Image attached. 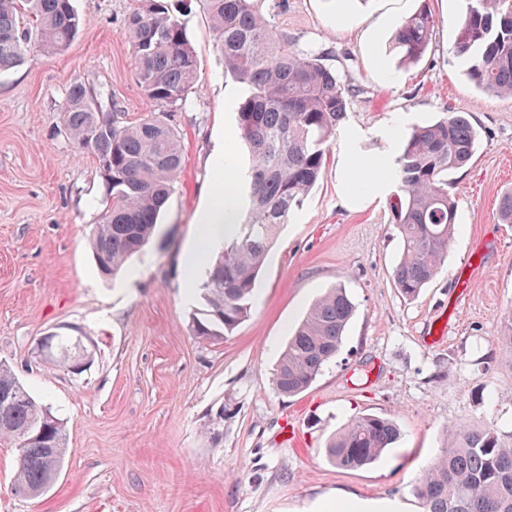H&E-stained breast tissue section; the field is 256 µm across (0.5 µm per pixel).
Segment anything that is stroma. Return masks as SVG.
Wrapping results in <instances>:
<instances>
[{
	"label": "stroma",
	"instance_id": "obj_1",
	"mask_svg": "<svg viewBox=\"0 0 512 512\" xmlns=\"http://www.w3.org/2000/svg\"><path fill=\"white\" fill-rule=\"evenodd\" d=\"M428 4L436 25L421 61L398 66L400 22ZM85 26L61 54L0 72V361L65 425L61 472L40 496L13 494L16 449L0 445V512H307L328 494L398 499L414 492L449 433L494 430L512 448V98L476 88L453 58L464 0H288L278 23L359 86L319 182L269 248L248 317L202 340L190 321L184 254L212 187L217 148L246 173L234 104L202 10L182 21L198 60L186 106L170 120L184 165L144 249L114 278L95 266L90 234L106 207L94 160L78 152L60 107L72 83L113 100L124 122L152 108L135 74L126 22L136 0H74ZM480 134L471 162L448 175L456 224L448 256L414 298L394 286L402 247L388 191L351 190L372 156L395 158L412 128L448 111ZM473 272L470 291L457 275ZM344 285L356 311L335 358L299 396L276 393L288 337L310 305ZM55 332L85 347L44 360ZM362 414L392 419L398 441L375 463L339 469L329 439Z\"/></svg>",
	"mask_w": 512,
	"mask_h": 512
}]
</instances>
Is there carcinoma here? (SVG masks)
Masks as SVG:
<instances>
[{
	"label": "carcinoma",
	"instance_id": "1",
	"mask_svg": "<svg viewBox=\"0 0 512 512\" xmlns=\"http://www.w3.org/2000/svg\"><path fill=\"white\" fill-rule=\"evenodd\" d=\"M178 9L202 7L224 54V72L248 89L237 103L238 137L252 157L245 213L232 206L238 174L224 158V223L239 225L224 239L201 285L204 309L192 317L194 335L231 334L248 317L256 280L277 228L288 223L322 176L331 137L358 93L325 64V53L303 48L279 27L288 0H177ZM454 42L474 85L512 97V0H465ZM83 20L71 0H0V71L26 56L62 53ZM435 18L426 6L406 17L393 49L406 65L417 63L432 39ZM126 35L144 96L156 106L138 121L118 120L114 105L85 83L70 85L61 106L63 122L79 151L95 158L108 206L92 236L96 267L117 274L154 232L182 171L181 137L167 117L182 106L197 79V60L171 0H138ZM95 140L85 148L89 135ZM476 129L464 112L419 127L405 139L390 174V223L402 244L394 284L406 298L419 294L448 251L455 206L448 173L465 167L478 148ZM354 312L345 288L330 289L306 313L288 341L273 378L283 396L305 392L333 357ZM72 347L51 340L48 359L71 360ZM398 437L396 425L372 414L353 418L328 444L336 467L358 469L376 461ZM0 443L18 449L12 490L44 493L66 453L63 423L36 401L12 368L0 363ZM426 512H512V448L490 429L448 436V448L415 486Z\"/></svg>",
	"mask_w": 512,
	"mask_h": 512
}]
</instances>
